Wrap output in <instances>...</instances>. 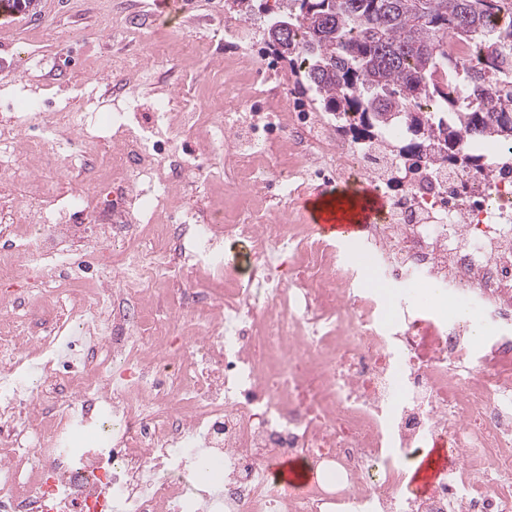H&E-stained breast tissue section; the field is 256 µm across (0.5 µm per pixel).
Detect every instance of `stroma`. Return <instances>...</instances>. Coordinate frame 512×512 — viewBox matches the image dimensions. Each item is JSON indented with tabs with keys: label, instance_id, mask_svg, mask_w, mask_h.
Masks as SVG:
<instances>
[{
	"label": "stroma",
	"instance_id": "obj_1",
	"mask_svg": "<svg viewBox=\"0 0 512 512\" xmlns=\"http://www.w3.org/2000/svg\"><path fill=\"white\" fill-rule=\"evenodd\" d=\"M225 0H179L166 10L155 0H39L36 14L0 10V129L9 127L20 100L38 102L44 121L54 122L59 112H93L94 125L57 124L54 139L43 149L56 159L55 167L41 172L26 142L11 155L16 172L47 174L55 183L58 205L72 195L89 193L105 202L99 183L97 158L112 143L108 119L112 103L136 100L142 117H149L157 101L180 97L197 111L210 103L203 93L218 70L236 75L247 93L246 111L264 102V74L275 67L286 73L284 104L288 111L316 109L312 94L303 92L295 75L287 73L267 44H259L248 68L224 54ZM206 44L205 53L189 56L182 40ZM73 139L88 160L77 172L59 142ZM180 158L204 164V181L184 201L198 215L216 205L233 209L246 197L230 173L224 148L204 135L176 134L170 146Z\"/></svg>",
	"mask_w": 512,
	"mask_h": 512
}]
</instances>
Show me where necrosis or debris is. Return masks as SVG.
Returning <instances> with one entry per match:
<instances>
[{
	"mask_svg": "<svg viewBox=\"0 0 512 512\" xmlns=\"http://www.w3.org/2000/svg\"><path fill=\"white\" fill-rule=\"evenodd\" d=\"M232 83L213 87L211 112L185 101L174 117L164 101L146 123L113 113L102 182L114 191L99 217L124 248L78 311L63 290L26 302L46 274L70 281L51 260L78 230L76 208L51 211L42 189L0 249V365L15 374L0 381V512H448L452 501L512 512V151L473 143L481 173L392 154L375 169L368 158L401 140L402 124L372 144L335 135L321 115L293 122L271 77L284 182L322 170L388 198L367 249L345 261L251 200L172 233L164 216L182 175H163L158 134L219 131L236 181L267 180V140ZM237 241L248 245L246 289L224 256ZM380 256L417 294L452 283L448 304L410 312L383 287L357 286ZM181 268L224 280L160 296ZM470 293L477 319L508 335L480 338L456 319L454 301ZM36 355L48 370L32 379L21 368ZM437 443L458 449L457 462L428 493L405 492V459ZM279 456L314 463L313 481L299 492L273 484Z\"/></svg>",
	"mask_w": 512,
	"mask_h": 512,
	"instance_id": "4bbe7bcc",
	"label": "necrosis or debris"
}]
</instances>
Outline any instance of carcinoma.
<instances>
[{"label": "carcinoma", "mask_w": 512, "mask_h": 512, "mask_svg": "<svg viewBox=\"0 0 512 512\" xmlns=\"http://www.w3.org/2000/svg\"><path fill=\"white\" fill-rule=\"evenodd\" d=\"M283 13L294 17L293 48L267 45L345 133L370 140L395 119L415 158L475 166L469 140L512 146V0H283ZM450 37L482 43L484 59L449 54ZM418 98L455 122L412 111Z\"/></svg>", "instance_id": "carcinoma-1"}]
</instances>
